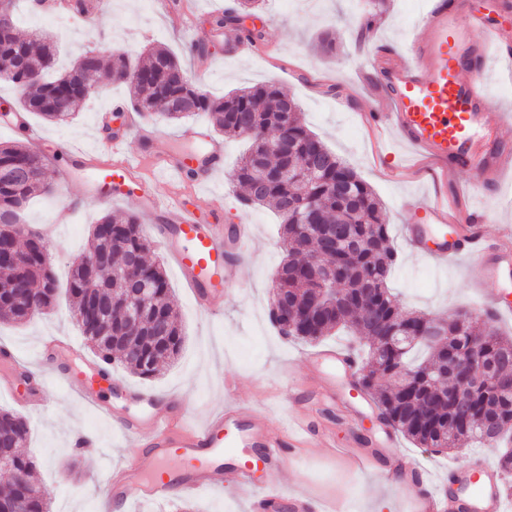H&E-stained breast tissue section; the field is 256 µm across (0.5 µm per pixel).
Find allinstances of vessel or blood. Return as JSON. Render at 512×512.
Instances as JSON below:
<instances>
[{
  "label": "vessel or blood",
  "instance_id": "vessel-or-blood-1",
  "mask_svg": "<svg viewBox=\"0 0 512 512\" xmlns=\"http://www.w3.org/2000/svg\"><path fill=\"white\" fill-rule=\"evenodd\" d=\"M470 26L462 0H423L401 49L375 58L389 109L371 112L370 117L375 125L392 129L404 144L437 162L442 173L459 169L476 173L472 186L475 202L468 207L466 223H458L440 200L414 196L407 207L424 221L404 225L403 233L413 251L435 265L469 261L474 283L482 287L512 279V232L503 231L492 241L475 228L483 218L478 198L490 191L500 192L502 173L512 169V149L496 143L486 146L478 138L483 128L498 130L512 122V114L490 100L483 80L491 56H512V42L494 29L485 30L483 39L472 40ZM130 129L144 144L133 159L126 156V141L121 137L112 139V157L104 164L93 163L88 152L60 144V152L83 170L85 189L103 181L121 184L134 180L145 163L177 180L185 168L194 165L208 177L224 168V147L204 126H191L182 134L184 140L202 143L203 153L180 157L168 151L167 136L136 122ZM149 208L159 216L150 227L152 237L175 257L197 305L212 310L214 300L239 283L240 270L255 243L250 225L204 221L177 193L152 196ZM486 312L495 320L511 317L512 290L490 296ZM78 352L71 339L49 335L42 338L38 354L52 362L55 383H77L80 398L95 408L102 395L111 391L112 375L92 362L74 363ZM307 362L320 385L314 391L294 394V407L311 412L334 408L342 386L357 368L356 357L326 347ZM0 363L14 367L0 378V390L21 406L40 405V398L23 396L20 391L31 377L19 365L15 352L0 346ZM123 392L139 411L114 418L113 423L137 453L111 472L105 490L107 503L124 506L140 500L159 504L176 493L197 497L227 478L249 493V512H278L283 504L288 512H318V504L304 492L282 496L279 476L288 450L314 440L327 451H335L332 429L312 432L297 418L289 429L279 430L264 411L233 401L213 408L198 423L174 400L159 399L130 386ZM396 436L395 429L377 424L364 435L365 448L355 455L356 466H374L376 449L393 447ZM174 455L180 458L182 468L171 472L167 464ZM394 475L406 490L412 512H504V479L482 459L449 469L447 481H454L459 489L453 496L447 493V482L424 483L405 457L395 459Z\"/></svg>",
  "mask_w": 512,
  "mask_h": 512
}]
</instances>
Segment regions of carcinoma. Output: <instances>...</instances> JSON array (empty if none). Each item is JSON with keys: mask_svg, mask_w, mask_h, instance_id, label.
<instances>
[{"mask_svg": "<svg viewBox=\"0 0 512 512\" xmlns=\"http://www.w3.org/2000/svg\"><path fill=\"white\" fill-rule=\"evenodd\" d=\"M260 2L237 0L234 7L213 17L211 25L216 30H243ZM0 56L12 60V71L0 81L21 90L19 108L53 123L71 119L88 97L80 82L83 72L102 71L111 83L126 84V71L131 68L124 53L113 54L105 64L88 52L65 73L52 77L55 52L50 38L35 30L24 39L13 26L0 35ZM136 71L141 80L132 85L135 111L150 116L158 103L166 102L174 106V111L162 113L169 120L203 112L217 130L251 138L233 180L244 189L242 205H268L281 218L280 236L288 259L278 270L273 297L286 298L288 320L297 325L287 331L285 320L270 307L271 321L281 334L307 342L342 330L358 337L364 352L360 386L374 395L384 422L415 444L442 451L470 441L504 445L499 467L511 475L512 448L507 445L512 443V391L497 388L496 380L512 369V337L504 338L490 326L481 329L473 320L462 322L458 312L438 319L443 331L439 344L417 342L404 351L389 345L397 319L418 327L433 317L403 310L390 293L388 278L398 255L390 244L380 204L357 172L298 121L297 103L273 82L212 98L187 84L186 71L165 48L151 50ZM278 129L288 133L293 151L275 152L256 136L259 130ZM45 166V158L29 147L0 144V225L21 224L23 210L35 195H55ZM293 210L303 213L309 227L292 219ZM340 224L351 226L350 240L331 249L323 246L324 234ZM24 247L21 264L0 262V322L28 323L57 300L58 280L49 263L47 241L39 236ZM151 248L135 217L106 213L93 225L89 252L74 264L67 282L73 318L94 354L107 365L116 362L145 379L156 376L160 365L176 358L183 345L164 269L146 260ZM133 258L152 288L135 305L147 310L152 297L158 298L165 314L162 333L154 331L147 313L137 325L125 319L121 299L129 296V285L121 273ZM325 266L336 269L333 301L324 298L318 282ZM101 290L112 291L116 299L112 308H96ZM15 293L26 298L27 306L16 302ZM473 340L481 342L494 369L472 388L461 413L454 398L460 384L455 361L468 352ZM29 432L24 415L0 410V445L12 450L13 472L38 492L36 463L25 451ZM17 500L18 482L12 476L0 486V507L12 509Z\"/></svg>", "mask_w": 512, "mask_h": 512, "instance_id": "obj_1", "label": "carcinoma"}]
</instances>
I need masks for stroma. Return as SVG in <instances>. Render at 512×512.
Returning <instances> with one entry per match:
<instances>
[{"label": "stroma", "mask_w": 512, "mask_h": 512, "mask_svg": "<svg viewBox=\"0 0 512 512\" xmlns=\"http://www.w3.org/2000/svg\"><path fill=\"white\" fill-rule=\"evenodd\" d=\"M169 2V11L164 12L157 0H106L105 10L97 19L82 20L74 8L42 22L26 0H19L15 17L19 34L34 29L49 34L61 48L60 61L64 64L88 51L107 56L132 49L143 56L151 48L163 46L177 55L195 86L214 98L245 86L276 82L298 103L306 127L345 159L379 199L390 226L391 243L399 255V264L388 280L399 305L439 317L461 308L481 314L468 262L436 267L410 249L401 230L409 219L404 207L409 196L427 191L465 207L474 174L463 170L446 179L433 162L403 158L392 135L374 129L362 117L368 103L377 102L382 95L372 69L378 45L400 47L421 0H316L312 8L299 0H262L254 23L262 38L243 52L234 51L225 36L213 35L209 23L210 15L224 12L235 0ZM180 16L192 18L204 34L206 53H188V40L176 22ZM323 33L335 43L332 53H322L316 46L317 36ZM130 106L128 86L114 84L80 103L68 123L50 124L31 117L30 123L42 140L40 152L48 160V181L59 183L71 173L59 143L89 148L98 161H106L108 138L100 123L106 119L111 127H124L125 111ZM247 147V141L225 139L224 169L206 188L188 179L163 180L157 170L146 165L135 198L113 201L96 191L87 194L79 181L72 180L71 197L79 212L71 222L54 223L53 216L63 204L57 196L34 200L25 211V220L32 228L48 230L54 270L63 282L86 250L90 229L101 215H140L138 200L151 192L183 191L189 205L204 214L214 200H222L225 223L246 221L257 240L255 251L244 263L237 293L219 302L218 317H205L188 294L172 258L161 248H154V258L167 273L184 345L178 358L155 378L141 379L116 364L111 370L122 383L162 398L176 397L195 419L223 403L222 383L225 376H233L237 399L253 407H267L279 428L293 415L288 402L289 382L305 388L311 383L309 372L295 363L311 347L280 336L269 321L272 286L286 252L277 236L278 218L270 209L240 208L243 190L234 185L232 173ZM49 333L79 334L66 296H59L52 309L28 324L1 323L0 344L12 345L23 359L32 362L41 337ZM77 390L74 384L45 389L43 410L28 417L27 451L37 463V481L51 494V512H97L108 465H119L131 453L112 421L85 405ZM307 422L313 427H333L336 443L346 454L340 457L317 447L287 454L280 475L283 493L301 489L322 505L336 506L342 512H371L377 505L386 506L387 512H405L403 488L394 477L379 469L361 470L353 465L351 457L359 449L358 439L342 409L312 414ZM80 432L94 435L97 445L77 457L70 440ZM398 450L413 456L423 477L442 480L450 466L467 463L479 448L467 444L440 454L402 437ZM246 509V493L228 485L223 491L193 500L174 496L163 505L162 512Z\"/></svg>", "instance_id": "obj_1"}]
</instances>
